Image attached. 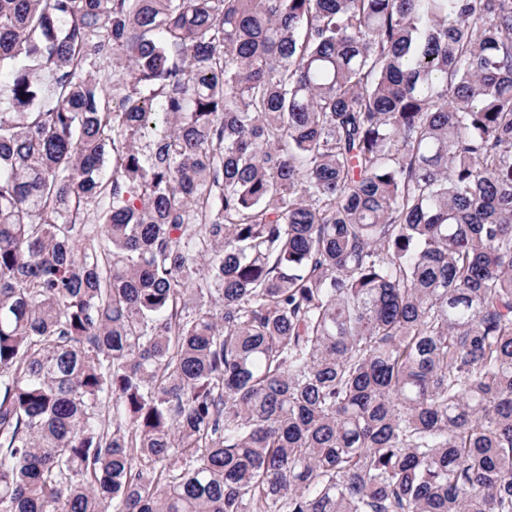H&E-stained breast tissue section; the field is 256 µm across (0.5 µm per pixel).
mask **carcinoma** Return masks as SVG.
Here are the masks:
<instances>
[{"label":"carcinoma","instance_id":"obj_1","mask_svg":"<svg viewBox=\"0 0 512 512\" xmlns=\"http://www.w3.org/2000/svg\"><path fill=\"white\" fill-rule=\"evenodd\" d=\"M0 512H512V0H0Z\"/></svg>","mask_w":512,"mask_h":512}]
</instances>
